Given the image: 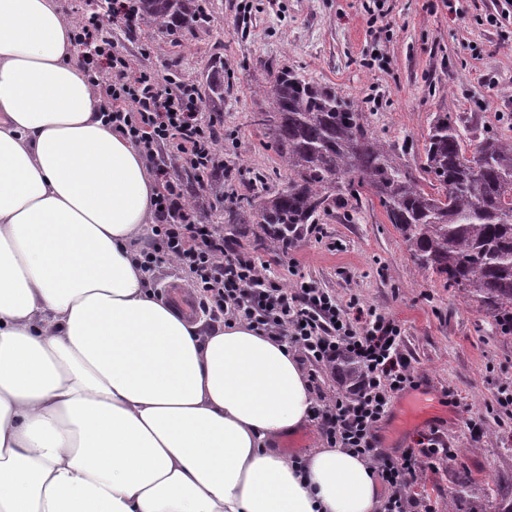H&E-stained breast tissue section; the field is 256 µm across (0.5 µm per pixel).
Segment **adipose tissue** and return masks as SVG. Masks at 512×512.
I'll list each match as a JSON object with an SVG mask.
<instances>
[{
  "label": "adipose tissue",
  "mask_w": 512,
  "mask_h": 512,
  "mask_svg": "<svg viewBox=\"0 0 512 512\" xmlns=\"http://www.w3.org/2000/svg\"><path fill=\"white\" fill-rule=\"evenodd\" d=\"M56 0H0V512H378L369 461L278 451L296 354L204 328L140 263L156 187Z\"/></svg>",
  "instance_id": "obj_1"
}]
</instances>
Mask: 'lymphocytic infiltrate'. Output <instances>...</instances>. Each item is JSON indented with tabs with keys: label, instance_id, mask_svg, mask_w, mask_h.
I'll list each match as a JSON object with an SVG mask.
<instances>
[{
	"label": "lymphocytic infiltrate",
	"instance_id": "obj_1",
	"mask_svg": "<svg viewBox=\"0 0 512 512\" xmlns=\"http://www.w3.org/2000/svg\"><path fill=\"white\" fill-rule=\"evenodd\" d=\"M111 15L79 14L74 40L83 47L79 63L86 79L101 91L105 122L140 148L155 180L154 223L141 252L145 268L165 261L186 268L202 310L285 341L314 370L345 359L356 363V383L319 396L311 421L320 439L371 461L386 489L380 512H435L430 498L413 496L411 489L451 458L447 442L424 434L393 457L382 452L376 433L392 396L415 384L399 325L358 301L308 285L305 277L290 285L272 279L266 263L232 247L218 225L198 221L191 201L205 196L202 176L219 165L224 115L203 113L195 85L142 69L120 52Z\"/></svg>",
	"mask_w": 512,
	"mask_h": 512
}]
</instances>
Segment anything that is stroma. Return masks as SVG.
I'll use <instances>...</instances> for the list:
<instances>
[{
	"label": "stroma",
	"mask_w": 512,
	"mask_h": 512,
	"mask_svg": "<svg viewBox=\"0 0 512 512\" xmlns=\"http://www.w3.org/2000/svg\"><path fill=\"white\" fill-rule=\"evenodd\" d=\"M207 0V23L170 37L144 23L112 19L121 52L151 54L142 65L162 75L205 80L211 54L224 58V150L209 176L199 215L224 227L225 239L270 263L271 276L291 282L290 267L340 299L386 313L402 329L419 386L435 394L436 414L412 428L380 424L386 452L396 455L436 430L454 457L426 472L416 487L437 512L448 490L469 481L463 512H497L486 492L512 482V416L494 417L501 389L512 390V335H499L492 316L454 288L418 273L398 230L378 201L337 207L287 251L268 250L253 224H229L228 210L262 187L284 185L265 129L252 122L257 94L285 67L335 89L366 112L373 132L404 147L418 162L435 113L458 117L466 138H512V0ZM483 418L480 442L468 417Z\"/></svg>",
	"instance_id": "obj_1"
}]
</instances>
